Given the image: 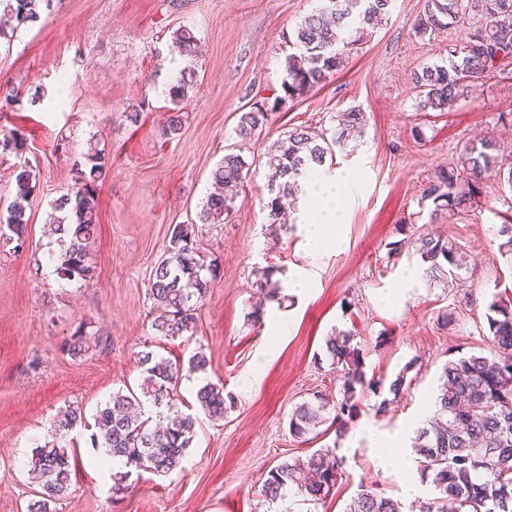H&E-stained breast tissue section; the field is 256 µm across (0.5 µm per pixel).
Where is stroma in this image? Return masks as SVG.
Masks as SVG:
<instances>
[{
  "instance_id": "stroma-1",
  "label": "stroma",
  "mask_w": 512,
  "mask_h": 512,
  "mask_svg": "<svg viewBox=\"0 0 512 512\" xmlns=\"http://www.w3.org/2000/svg\"><path fill=\"white\" fill-rule=\"evenodd\" d=\"M318 4L54 0L50 15L0 43V81L19 85L23 99L20 108L0 110V135L26 138L22 154L0 152V205L12 199L17 167L30 166L37 179L23 249L0 239V512H28L38 491L28 462L60 410L77 406L90 418L112 392L139 387L137 352L182 361L198 349L210 360L204 377L177 387L179 409L197 420L181 470L143 474L114 496L111 472L95 464L91 430L79 425L70 433L76 472L52 512H266L260 490L269 471L326 447L343 460L341 480L322 501L294 495L280 512H345L364 489L411 504L405 486L417 480L415 459L383 465L370 436L415 438L434 415L444 364L490 354L488 305L497 296L512 300V255L500 253L497 235L512 220V187L490 178L485 205L433 223L423 191L476 135L498 137L512 155V66L450 111H417L411 72L441 62L466 31L419 40L412 25L423 0H394L388 19L330 83L287 102L260 137H238L244 105L279 88L288 36ZM183 27L200 40L190 60L172 46ZM187 67L196 83L179 134L166 138L168 89ZM38 88L45 96L35 104ZM352 107L365 115L363 132L335 166L320 170L339 188L341 242L313 254L302 224L267 222L265 155L283 131L334 128ZM134 109L141 118L132 125L124 114ZM417 128L423 139L413 137ZM93 141L106 158L90 255L95 277L86 287L63 286L46 263L51 203L72 188L73 164ZM229 152L252 163L246 190L225 223H199L211 172ZM177 224L197 225L221 275L197 309L193 335L167 339L151 328L148 279ZM429 232L467 253L459 285L425 281L410 251L389 256V243ZM268 267L280 290L258 311L257 280ZM300 277L306 288L294 287ZM80 325L107 339V348L68 355ZM337 330L354 332L367 377L389 381L404 370L411 383L395 399L385 389L364 390L344 434L324 424L296 439L288 420L297 405L317 393L341 397V374L325 352L326 336ZM206 380L235 398L223 419L205 416L196 400Z\"/></svg>"
}]
</instances>
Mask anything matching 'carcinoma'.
I'll list each match as a JSON object with an SVG mask.
<instances>
[{"label":"carcinoma","instance_id":"1","mask_svg":"<svg viewBox=\"0 0 512 512\" xmlns=\"http://www.w3.org/2000/svg\"><path fill=\"white\" fill-rule=\"evenodd\" d=\"M53 0H0L3 15L13 25L0 24V40H11L14 32L39 22L50 12ZM392 0H321L320 6L306 16L292 33L295 51L285 60L286 78L282 93L262 97L242 112L237 134L243 139L261 135L272 113L288 100L306 97L331 82L344 68L347 49L357 34L376 25L390 13ZM479 19L469 28L466 41L448 51L442 64L424 66L413 73L416 89L415 108L420 112H446L469 96L473 84L502 71L508 62L495 64L498 53L512 56V46L500 43L512 36V0H424L423 9L413 23L416 37L430 38L448 28L467 22L469 12ZM174 47L182 56L194 57L198 39L187 27L176 31ZM193 87L192 77L180 76L169 88L173 114L162 129L165 137L174 136L182 127L181 104ZM0 102L13 107L20 104V92L14 85L0 83ZM365 115L351 108L332 135L310 126L284 132L275 149L267 155V184L272 197L266 204L270 224H286L290 211L297 210L301 182L336 151L346 147L350 137L361 132ZM23 135L12 133L0 138V149L20 154ZM250 163L240 154L229 153L212 171L219 191L209 195L201 207L199 221L222 224L234 209L244 188V172ZM105 169L104 154L89 146L83 161L76 163L75 187L52 202L53 234L58 250L49 252L57 279L69 284L87 285L95 267L90 261L91 245L99 224L97 187ZM500 176L512 188V161L503 157L500 145L492 137L463 143L456 164L434 172L423 191L432 201L430 221L445 213L468 212L482 200L485 180ZM13 199L6 207L0 237L16 241L20 249L26 241L27 209L36 190L32 169L23 165L14 173ZM193 224L174 226L151 272L148 299L152 303V329L172 339L194 332L196 311L220 274L217 260H207L197 240ZM416 254L426 264L425 279L450 286L459 279L458 246L447 238L423 235L413 243ZM487 315L495 355L489 359L471 354L450 360L444 366L435 400V415L417 431L420 477L430 483L437 496L417 500L410 509L378 490H362L346 512H512V303L500 299L491 302ZM355 334L338 331L326 340V352L342 374L343 393L336 402L332 422L337 429L345 425L357 408V387L365 386L363 358ZM103 345L97 334L84 325L75 329L68 343L74 357ZM136 363L144 375L141 395L117 391L97 409L96 432L90 441L94 448L124 460L123 467L112 470L113 494L126 492L132 472L169 474L181 467L192 445L195 420L176 409L175 391L181 378L180 367L151 352L137 354ZM210 360L198 350L188 359L187 372L203 373ZM201 408L213 419L224 418L234 407L232 395H224V386L207 382L196 392ZM327 402H304L289 417L291 435L305 438L325 422ZM82 412L68 408L51 423V439L32 451L30 475L40 488V499L29 504V512H49L50 504L61 500L71 486L74 453L68 436ZM342 477L340 460L334 449L321 448L305 460L284 462L268 473L261 494L277 504L293 492L306 501L325 499Z\"/></svg>","mask_w":512,"mask_h":512}]
</instances>
